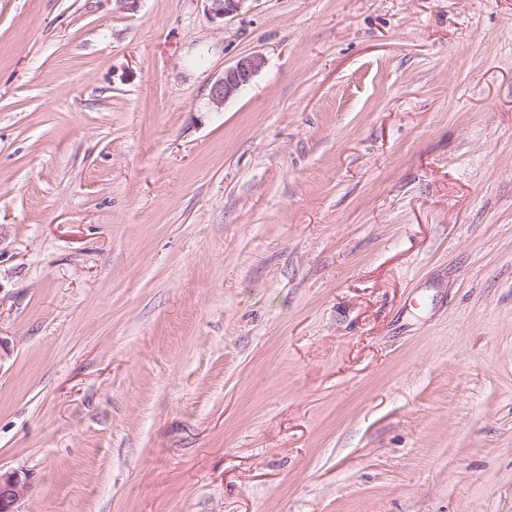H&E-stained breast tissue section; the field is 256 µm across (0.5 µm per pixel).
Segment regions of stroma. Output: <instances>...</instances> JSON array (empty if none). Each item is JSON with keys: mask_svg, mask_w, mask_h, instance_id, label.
Returning <instances> with one entry per match:
<instances>
[{"mask_svg": "<svg viewBox=\"0 0 512 512\" xmlns=\"http://www.w3.org/2000/svg\"><path fill=\"white\" fill-rule=\"evenodd\" d=\"M0 338L18 512H512V0H0ZM264 64V58L256 54L237 59L233 65L224 69L223 75L211 87V102L217 106L224 105L251 83Z\"/></svg>", "mask_w": 512, "mask_h": 512, "instance_id": "stroma-1", "label": "stroma"}]
</instances>
